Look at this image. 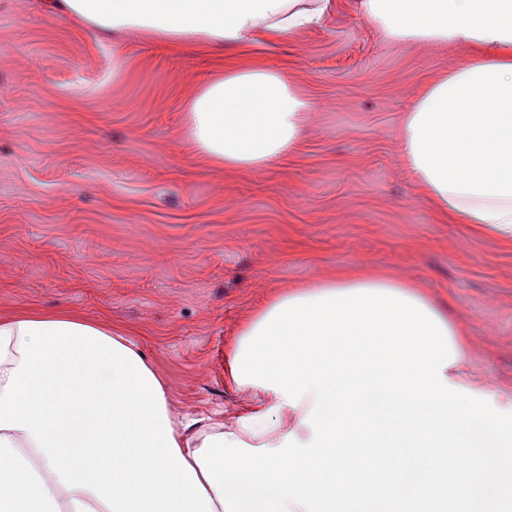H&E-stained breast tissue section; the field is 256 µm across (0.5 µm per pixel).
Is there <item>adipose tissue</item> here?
<instances>
[{"mask_svg":"<svg viewBox=\"0 0 512 512\" xmlns=\"http://www.w3.org/2000/svg\"><path fill=\"white\" fill-rule=\"evenodd\" d=\"M331 0H43L98 37L244 47L316 24ZM390 40L470 47L403 118L442 215L512 239V0H360ZM197 150L280 161L312 105L241 61L186 100ZM465 339L391 276L337 271L242 329L229 421L175 420L131 337L66 312L0 316V512H512V395L462 372Z\"/></svg>","mask_w":512,"mask_h":512,"instance_id":"ef3b65f1","label":"adipose tissue"}]
</instances>
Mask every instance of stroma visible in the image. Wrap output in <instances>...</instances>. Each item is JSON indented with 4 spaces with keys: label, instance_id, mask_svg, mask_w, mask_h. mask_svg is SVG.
<instances>
[{
    "label": "stroma",
    "instance_id": "stroma-1",
    "mask_svg": "<svg viewBox=\"0 0 512 512\" xmlns=\"http://www.w3.org/2000/svg\"><path fill=\"white\" fill-rule=\"evenodd\" d=\"M247 52L315 107L271 167L227 170L191 142L189 84L235 48L94 37L42 0H0V313L108 319L165 378L175 415L220 417L242 325L275 295L341 268L404 280L469 343L467 365L512 391V245L443 217L400 148L420 92L465 47L394 42L359 0Z\"/></svg>",
    "mask_w": 512,
    "mask_h": 512
}]
</instances>
